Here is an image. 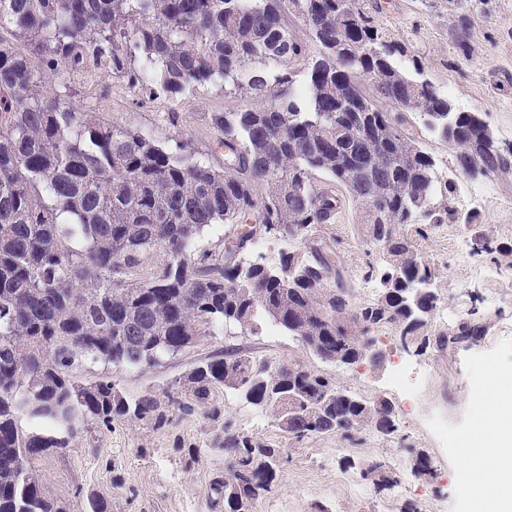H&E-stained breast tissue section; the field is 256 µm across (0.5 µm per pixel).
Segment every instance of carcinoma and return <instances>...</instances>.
Instances as JSON below:
<instances>
[{"mask_svg": "<svg viewBox=\"0 0 512 512\" xmlns=\"http://www.w3.org/2000/svg\"><path fill=\"white\" fill-rule=\"evenodd\" d=\"M300 15L306 37L288 14ZM316 55H311V47ZM306 60L303 74L291 60ZM110 71L143 95H189L205 84L243 104L210 112L219 164L183 136L102 122L77 86ZM455 148L487 129L421 77L362 0H0V512H71L32 460L63 451L93 426L161 428L173 415L214 417L237 391L296 439L387 432L384 399L329 401L332 379L298 366L270 373L235 351L196 362L181 389L129 395L94 368L163 364L205 336L255 333L268 318L324 362L345 365L372 324L416 336L435 309L413 291L428 266L395 225L462 220L419 146L410 115ZM486 176L512 152L484 157ZM328 183L319 185L315 175ZM352 198L367 234L387 242L400 273L356 308L331 241L311 234ZM215 224L232 233L200 244ZM260 224L299 240L278 263L239 257ZM339 319H322L324 308ZM224 479L210 506L255 512L271 492L279 449L224 433Z\"/></svg>", "mask_w": 512, "mask_h": 512, "instance_id": "obj_1", "label": "carcinoma"}]
</instances>
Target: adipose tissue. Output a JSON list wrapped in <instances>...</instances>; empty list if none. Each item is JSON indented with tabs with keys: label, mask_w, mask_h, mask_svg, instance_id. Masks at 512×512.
<instances>
[{
	"label": "adipose tissue",
	"mask_w": 512,
	"mask_h": 512,
	"mask_svg": "<svg viewBox=\"0 0 512 512\" xmlns=\"http://www.w3.org/2000/svg\"><path fill=\"white\" fill-rule=\"evenodd\" d=\"M470 403L471 426L456 437L460 482L486 512H512V377L480 367Z\"/></svg>",
	"instance_id": "adipose-tissue-1"
}]
</instances>
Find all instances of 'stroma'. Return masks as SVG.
I'll return each mask as SVG.
<instances>
[{
  "label": "stroma",
  "mask_w": 512,
  "mask_h": 512,
  "mask_svg": "<svg viewBox=\"0 0 512 512\" xmlns=\"http://www.w3.org/2000/svg\"><path fill=\"white\" fill-rule=\"evenodd\" d=\"M363 5L459 111L479 113L498 144L512 148V0H364ZM76 102L116 125L185 136L204 153L215 138L205 124L206 113L238 104L207 84L189 98L152 101L108 72L85 82ZM163 112L178 114L177 127L159 128ZM421 146L441 172L453 175L452 202L462 220L397 227L434 270L432 288L439 298L427 327L410 346L402 345L394 326H370L379 362L344 369L321 362L266 322L255 333L235 330L202 338L157 367L112 372L116 387L128 394L160 390L197 361L233 348L272 367L292 363L331 374L358 397L386 399L392 433L369 428L351 439L327 433L295 441L284 437L273 419L227 391L218 420L185 415L158 430L115 422L92 429L71 448L37 457L33 467L50 493L73 512H83L92 498L103 500L107 512H213L208 494L224 476L218 446L230 429L281 451L275 487L258 512H406L410 506L416 512H480L458 483L456 450L434 433L433 425L444 422L458 433L469 427L477 358L512 375V254L499 250L512 245V174L470 179L457 173L448 143L427 136ZM336 192L343 206L335 223L322 225L319 233L336 242L354 304L367 305L380 295L384 265L366 242L359 203L344 187ZM482 237L496 245V252L477 251ZM464 322L483 324L478 342L438 344L439 336L453 335ZM399 360L410 364L417 394L390 389L388 377ZM419 454L428 458L429 474L415 470ZM375 463L392 473L387 486L375 485L369 475Z\"/></svg>",
  "instance_id": "stroma-1"
}]
</instances>
